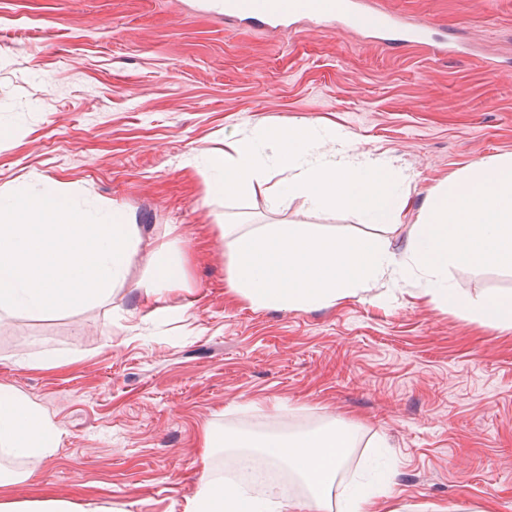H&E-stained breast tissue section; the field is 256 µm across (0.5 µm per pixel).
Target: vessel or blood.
<instances>
[{"label":"vessel or blood","mask_w":512,"mask_h":512,"mask_svg":"<svg viewBox=\"0 0 512 512\" xmlns=\"http://www.w3.org/2000/svg\"><path fill=\"white\" fill-rule=\"evenodd\" d=\"M313 13L319 18H335L345 24L362 13L371 14L370 32L385 44L421 47L431 56L445 58L461 53V45L451 39L430 41V25L425 21L406 23L387 11L375 8L370 0H314ZM225 18L252 20L267 30H292L300 16L295 0H224Z\"/></svg>","instance_id":"b4317fda"}]
</instances>
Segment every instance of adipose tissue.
I'll use <instances>...</instances> for the list:
<instances>
[{
	"instance_id": "adipose-tissue-1",
	"label": "adipose tissue",
	"mask_w": 512,
	"mask_h": 512,
	"mask_svg": "<svg viewBox=\"0 0 512 512\" xmlns=\"http://www.w3.org/2000/svg\"><path fill=\"white\" fill-rule=\"evenodd\" d=\"M336 148L322 154L325 141ZM355 143L333 127L313 124L269 125L253 136L235 137L225 150H205L194 167L206 179L210 201L263 192L272 209L283 211L296 199L310 209L350 210L365 223L389 230L401 224L409 206L406 177L392 162L355 159ZM279 182H272V175ZM149 277L142 283L150 314L163 318L171 307L162 305L165 292L186 288L187 260L177 240L160 243L149 258ZM64 429L54 424L27 395L0 384V512H74L67 499L53 493L17 500L11 490L32 482L35 465L59 448ZM351 430L328 427L295 436L238 432L215 437L206 433L203 445L225 449V469L247 470L261 465L284 466L305 489L312 512H331L336 477L351 448ZM184 512H288L286 503L252 496L242 486L213 471L199 476L196 495Z\"/></svg>"
}]
</instances>
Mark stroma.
<instances>
[{
	"label": "stroma",
	"instance_id": "obj_1",
	"mask_svg": "<svg viewBox=\"0 0 512 512\" xmlns=\"http://www.w3.org/2000/svg\"><path fill=\"white\" fill-rule=\"evenodd\" d=\"M464 51L438 59L364 29L301 18L271 33L196 0H0V190L51 179L85 207L133 213L138 253L110 302L44 318L0 313V383L66 435L20 488L114 512H183L205 431L241 420L338 421L356 431L337 478L371 484L378 512H512V329L438 308L413 272L316 310H257L226 283L219 216L371 232L353 213L263 193L206 198L187 161L270 124L333 125L393 160L410 206L386 233L404 251L428 194L469 164L512 154V0H378ZM184 233L188 290L153 319L140 293L167 227ZM467 298L512 290V271L452 268Z\"/></svg>",
	"mask_w": 512,
	"mask_h": 512
}]
</instances>
